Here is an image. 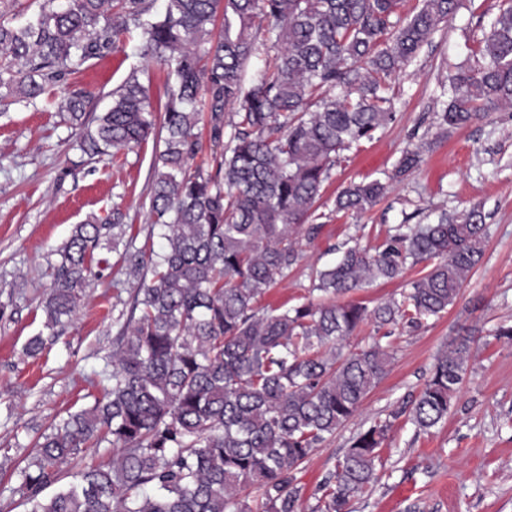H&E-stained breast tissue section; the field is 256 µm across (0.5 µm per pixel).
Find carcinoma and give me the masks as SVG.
Listing matches in <instances>:
<instances>
[{
    "instance_id": "cac0c4a2",
    "label": "carcinoma",
    "mask_w": 512,
    "mask_h": 512,
    "mask_svg": "<svg viewBox=\"0 0 512 512\" xmlns=\"http://www.w3.org/2000/svg\"><path fill=\"white\" fill-rule=\"evenodd\" d=\"M155 2L69 0L63 11L43 0L30 14L11 0L24 19L0 12V89L26 102L132 34L167 71L160 124L136 69L109 93L93 129L89 92L75 88L60 106L91 156L139 147L161 126L150 217L164 245L133 249L132 225L116 204L103 222L75 225L58 249L42 305L49 329L76 314L90 278L108 266L103 249L124 247L137 288L105 356L110 389L41 434L15 468L19 488L26 512H297L298 470L359 412L392 358L377 340L348 354L343 343L368 321L380 330L400 319L416 331L448 312L482 259L484 215L474 207L398 224L375 251L349 247L313 272L314 297L263 311L258 303L298 266L301 242L320 235L322 225L308 220L337 156L394 119L388 78L432 41L459 0H421L409 18L399 15L400 0H165L162 13ZM258 19L270 23L275 53L249 77ZM480 56L448 75L435 113L445 132L512 108V6L491 23ZM228 105L239 106V120L227 136ZM201 124L221 148L211 171L195 163ZM420 161V149H405L392 178ZM386 189L353 182L337 194L336 211L364 213ZM424 262L431 268L398 299L370 309L349 298ZM474 343L467 333L436 356L409 411L418 428L448 417ZM403 414L352 438L314 512H352V500L378 480L379 450ZM103 441L112 462L60 484L64 466Z\"/></svg>"
}]
</instances>
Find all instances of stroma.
I'll list each match as a JSON object with an SVG mask.
<instances>
[{"instance_id": "obj_1", "label": "stroma", "mask_w": 512, "mask_h": 512, "mask_svg": "<svg viewBox=\"0 0 512 512\" xmlns=\"http://www.w3.org/2000/svg\"><path fill=\"white\" fill-rule=\"evenodd\" d=\"M505 0H460L455 15L432 42L390 82L395 118L374 140L343 151L324 184L312 223L322 232L303 243V258L263 305L297 303L306 296L312 269L337 258L351 241L375 249L404 216L435 221L441 212L480 207L489 234L481 263L455 305L412 332L387 326L381 343L393 354L380 384L361 410L324 442L298 474L305 494L299 512H311L320 485L346 453L351 438L392 410L411 406L434 360L459 335L477 336L475 360L447 419L430 432L400 417L377 464L379 480L356 497L353 512H512V341L496 335L512 326V109L488 112L438 136L433 123L440 84L455 64L478 50ZM150 81L155 110L165 102L164 74L144 58L138 40L89 62L49 88L36 103L0 99V512H24L15 464L34 450L38 435L66 412L90 407L107 385L103 358L113 348L117 298L133 284L120 253L93 280L72 321L56 327L38 357L25 355L31 336L44 330L42 303L51 286V264L74 225L102 218L113 204L128 214L136 247L150 237L153 146L116 156L88 158L55 103L69 88L94 95L95 112L110 104L113 88L132 70ZM423 145L422 161L401 178L392 173L403 150ZM387 182L385 196L359 215L335 212L337 193L352 182Z\"/></svg>"}]
</instances>
